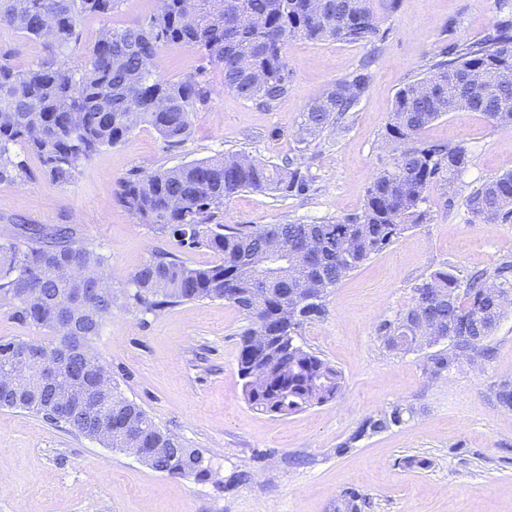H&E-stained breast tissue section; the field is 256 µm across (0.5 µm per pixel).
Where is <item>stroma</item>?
<instances>
[{
  "instance_id": "1",
  "label": "stroma",
  "mask_w": 512,
  "mask_h": 512,
  "mask_svg": "<svg viewBox=\"0 0 512 512\" xmlns=\"http://www.w3.org/2000/svg\"><path fill=\"white\" fill-rule=\"evenodd\" d=\"M156 7V0H122L111 19L86 16L81 43ZM372 7L385 33L380 43H288L292 89L273 109L226 90L223 73L211 68V100L191 112L180 146H166L141 124L84 162L70 182H51L31 155L28 180L0 183V232L13 224H66L105 257L115 308L94 341L95 355L130 400L201 449L211 467L203 481L170 477L30 412L0 408V512H336L349 489L361 495V512H512V409L489 395L495 382L512 378V313L486 341L489 361L438 379L423 372L426 351L389 352L376 334L379 321L405 310L413 286L433 270L448 265L464 278L512 251V223L475 221L462 204L472 186L512 170V129L457 111L422 133L426 143L467 146L471 162L455 178L440 174L421 204L426 222L352 271L327 296L324 315L299 329L297 342L344 377L333 402L289 416L253 409L238 374L247 320L237 307L203 300L155 315L132 299L128 280L156 251L197 267L218 257L180 246L119 206L122 179L227 153L272 164L297 156L310 177L305 194L241 192L225 200L215 223L247 232L354 215L373 177L392 163L384 134L399 90L423 77L444 47L483 37L498 17L496 0H399L394 12L386 0H372ZM369 55L371 80L346 128L300 139L308 105ZM201 64L198 52L177 44L156 57L158 72L175 80ZM397 405L414 408L413 417L346 448L364 419ZM420 458L428 468L417 467Z\"/></svg>"
}]
</instances>
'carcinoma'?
<instances>
[{"mask_svg": "<svg viewBox=\"0 0 512 512\" xmlns=\"http://www.w3.org/2000/svg\"><path fill=\"white\" fill-rule=\"evenodd\" d=\"M120 2L0 0V28L40 39L45 18L56 20L48 56L28 68L14 66L11 50L0 49V183L28 177L24 154L39 157L50 181L69 182L83 162L119 143L142 123L153 126L167 146L182 144L189 135V113L208 104L211 89L201 75L168 80L152 71L133 80L145 59L157 57L164 45L199 51L209 65L222 71L225 89L271 109L292 87L284 55L287 42L375 44L385 38L370 0H332L323 17L315 13L317 0H166L161 12L122 28H105L85 49L83 63L71 66L68 51L80 41L81 19H109ZM496 6L503 16L491 32L455 44L448 58L431 64L425 77L398 92L386 127V139L395 146L392 166L374 176L361 211L353 216L319 224H267L248 232L208 224L213 210L239 192L307 191V175L293 160L281 167L228 154L119 183L116 202L151 230L171 234L181 246L204 247L220 256L215 265L195 267L172 252L158 251L131 275L129 284L135 288L132 298L148 312L224 299L245 314L249 324L241 334L238 371L252 408L288 416L341 394L342 373L298 344L295 335L304 322L322 314L329 290L391 245L409 225L426 220L420 204L441 173L451 180L468 167L466 146L420 141L445 106L433 87L442 82L457 92L454 110L479 112L500 127H512V85L498 80L500 74L512 73V10L509 0H497ZM370 65L371 60L364 61L307 107L302 121L306 134L344 128L347 114L368 87ZM159 98L170 106L156 109ZM464 205L477 221L511 222L512 172L472 188ZM308 238L321 241L319 258L297 265L293 249ZM272 240L283 246L286 262L270 281L264 271L250 265V259L264 253ZM104 263L105 257L69 226L12 225L8 240L0 242V306L12 308L22 324L49 329L52 338H1L0 367L24 346L54 354L74 336L84 348H91L114 309L112 279L100 275L87 285L62 278L58 270L68 265L100 270ZM89 286L98 289L97 299L75 311L67 336L57 323L55 303L78 297ZM504 291L512 292V254L464 283L454 270L438 268L413 286V302L406 310L377 325V337L387 350L406 353L415 350L412 326L433 322L445 330L454 328L457 337L448 348L428 356L425 374L438 378L465 361L481 363L489 355L485 341L504 316L497 304ZM255 336L267 340L257 343ZM112 399L101 415L103 445L118 447L111 423L131 416L154 438V447L170 449V456L155 463L154 471L198 480L209 476L204 463L186 470L180 453L185 443L160 428L116 384ZM52 405L49 393L30 394L23 403L0 401V408L23 409L87 433L80 417L54 416ZM407 413L413 410L396 406L367 417L343 448L404 423Z\"/></svg>", "mask_w": 512, "mask_h": 512, "instance_id": "carcinoma-1", "label": "carcinoma"}]
</instances>
